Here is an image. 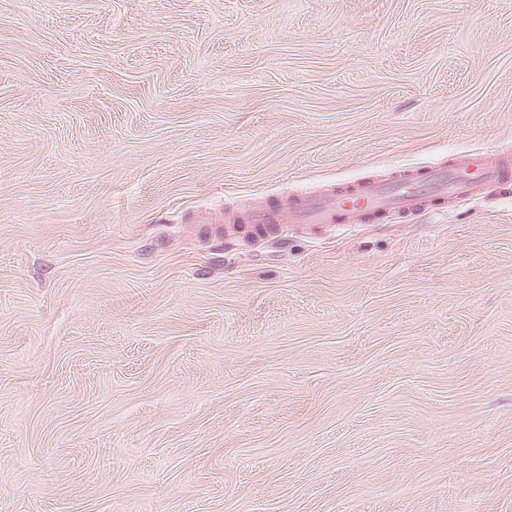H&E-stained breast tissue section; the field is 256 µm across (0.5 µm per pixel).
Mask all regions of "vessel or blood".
Instances as JSON below:
<instances>
[{
	"mask_svg": "<svg viewBox=\"0 0 512 512\" xmlns=\"http://www.w3.org/2000/svg\"><path fill=\"white\" fill-rule=\"evenodd\" d=\"M512 177V153L496 157L463 153L438 169L403 170L389 181L341 184L321 192L290 195L286 202L256 205L228 211L223 221L209 213L198 217L199 234L205 239L276 236L279 224L301 227L318 224H367L394 215L409 217L428 211L437 199H472Z\"/></svg>",
	"mask_w": 512,
	"mask_h": 512,
	"instance_id": "vessel-or-blood-1",
	"label": "vessel or blood"
}]
</instances>
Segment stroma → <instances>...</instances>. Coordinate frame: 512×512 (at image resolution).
Listing matches in <instances>:
<instances>
[{
	"label": "stroma",
	"instance_id": "1",
	"mask_svg": "<svg viewBox=\"0 0 512 512\" xmlns=\"http://www.w3.org/2000/svg\"><path fill=\"white\" fill-rule=\"evenodd\" d=\"M506 148L512 0H0V512H512V185L189 226Z\"/></svg>",
	"mask_w": 512,
	"mask_h": 512
}]
</instances>
